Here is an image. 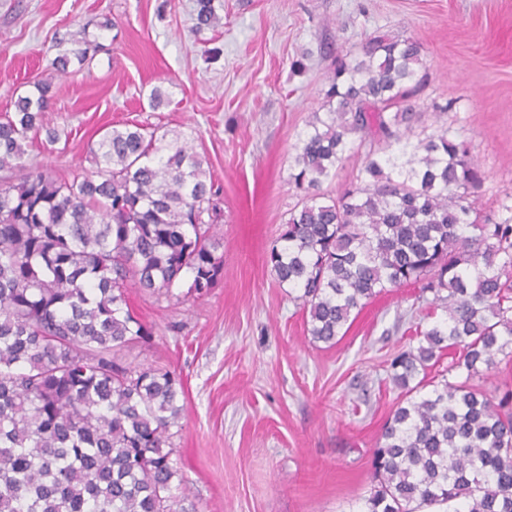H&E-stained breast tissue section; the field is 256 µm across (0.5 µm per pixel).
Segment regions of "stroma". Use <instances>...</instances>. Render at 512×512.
Wrapping results in <instances>:
<instances>
[{"mask_svg":"<svg viewBox=\"0 0 512 512\" xmlns=\"http://www.w3.org/2000/svg\"><path fill=\"white\" fill-rule=\"evenodd\" d=\"M222 23L194 28L195 0H0V114L30 82L52 84L56 144L27 163L60 177L89 172L88 149L124 122L194 139L221 190L204 296L131 290L148 342L121 354L180 377L185 412L171 459L197 512H360L371 450L400 397L394 353L418 346L443 307L405 286L373 299L335 345L312 341L293 291L266 253L301 199L294 146L320 111L332 59L369 35L416 40L428 79L416 131L449 129L484 171L482 213L512 205V0H215ZM103 44L80 72L48 65L79 26ZM221 48L218 60L207 51ZM169 102L150 105L153 89Z\"/></svg>","mask_w":512,"mask_h":512,"instance_id":"stroma-1","label":"stroma"}]
</instances>
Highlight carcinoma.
Here are the masks:
<instances>
[{
  "label": "carcinoma",
  "instance_id": "carcinoma-1",
  "mask_svg": "<svg viewBox=\"0 0 512 512\" xmlns=\"http://www.w3.org/2000/svg\"><path fill=\"white\" fill-rule=\"evenodd\" d=\"M196 0V29L219 25ZM99 45L82 26L51 61L76 73ZM417 42L378 32L339 57L295 145L303 194L266 263L296 291L315 342L333 345L382 293L417 284L447 318L390 361L403 399L372 448L361 512H512V389L470 384L512 353V206L470 218L483 173L448 129L416 135L424 76ZM50 84L37 80L0 119V512H193L168 448L184 412L175 372L125 366L151 338L127 291L213 288L219 208L192 139L116 124L89 149L94 170L69 179L25 162L49 125ZM366 148L356 181L321 193L348 153ZM448 365L443 358L451 353Z\"/></svg>",
  "mask_w": 512,
  "mask_h": 512
}]
</instances>
